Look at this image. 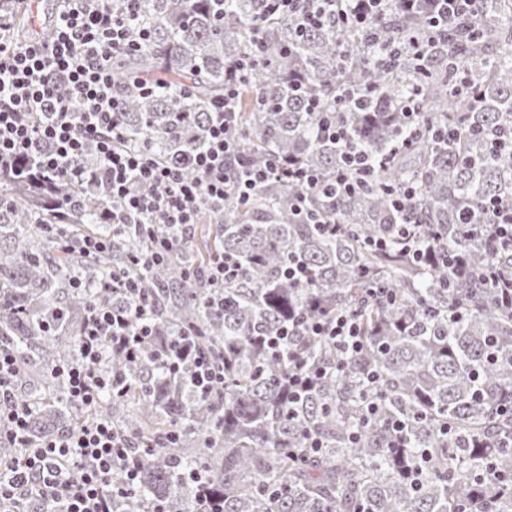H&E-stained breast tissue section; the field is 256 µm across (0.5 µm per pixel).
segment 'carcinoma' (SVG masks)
Wrapping results in <instances>:
<instances>
[{
	"instance_id": "1",
	"label": "carcinoma",
	"mask_w": 512,
	"mask_h": 512,
	"mask_svg": "<svg viewBox=\"0 0 512 512\" xmlns=\"http://www.w3.org/2000/svg\"><path fill=\"white\" fill-rule=\"evenodd\" d=\"M428 2L381 17L379 40L424 35ZM476 12L423 70L404 56L386 68L369 64L363 35L334 20L306 30L287 13L266 21V0H145L150 46L125 58L117 77L129 145L162 159L200 146L225 69L246 53L255 63L235 117L243 161L299 162L330 182L343 149L323 137L320 120H339L370 152L387 153L404 131L397 105L413 84L418 131L332 212L309 198L307 208L343 226L337 235L298 210L301 188L272 180L247 202L226 200L190 243L175 241L166 260L144 268L130 259L147 241L112 226L98 194L57 178L0 176V343L19 358L17 386L38 401L31 441L91 417L50 369L74 355L89 305L123 303L95 284L131 268L159 336L134 359L112 353V369L129 384L127 394L106 397L112 422L147 444L115 512H203L192 470L209 478L224 512H512V310L480 279L491 262L512 268V254L494 251L485 227L490 202L512 206V161L492 143L494 130L512 129V20L498 0H476ZM146 77L158 81L149 95L135 86ZM346 88L373 90L366 111L335 109ZM445 121L459 132L439 143L430 128ZM407 181L419 239L462 257L469 278L455 280L436 260L415 264L394 244L367 246L393 238L400 219L387 189ZM463 211L471 223L459 220ZM95 234L111 238L108 252L74 248ZM217 252L233 256L240 275L209 288L204 271ZM290 262L308 267L312 281L283 277ZM341 311L358 315V353L301 326ZM285 327L293 355L327 371L292 408L280 386L288 359L259 345ZM175 335L224 366V393L205 401L161 366L160 344ZM312 438L322 442L317 453Z\"/></svg>"
}]
</instances>
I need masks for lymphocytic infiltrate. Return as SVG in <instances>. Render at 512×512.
<instances>
[{"mask_svg": "<svg viewBox=\"0 0 512 512\" xmlns=\"http://www.w3.org/2000/svg\"><path fill=\"white\" fill-rule=\"evenodd\" d=\"M393 2L409 13L417 0H269L268 12L292 14L306 28L332 18L337 26L362 30L373 44L375 21ZM430 4L432 29L426 38L393 39L378 64L408 54L426 65L449 28L473 15L475 0H430ZM141 11L142 0H121L117 6L112 0H59L50 32L34 28L18 42L12 37V11L0 8V175L24 171L50 180L64 176L82 186L102 188L112 202L113 225H132L150 242L146 256H134V264L164 259L172 248L164 229L191 230L204 209L221 211L232 196L249 200L269 180L317 192L332 204L369 185L376 168L387 164V157L373 155L341 128L334 135L345 152L333 183H323L315 171L296 163L239 162L230 119L248 74L244 57L226 68L224 94L210 104L211 123L202 148L159 160L144 149L124 146L114 63L148 47L150 33L140 22ZM61 85L68 89V97L58 95ZM90 144L101 160L91 172L77 164ZM188 167L193 177L185 176ZM388 194L403 217L396 230L398 242L407 256L421 260L428 251L417 239L411 209L415 189L404 184ZM101 286L123 297L124 306L90 307L76 357L53 369L66 378L70 398L86 407L96 404L102 391L126 389L123 374L107 366L110 353L136 355L154 335L152 304L136 275L115 272ZM306 330L347 353L358 352L362 345L361 325L348 311L312 319ZM159 359L175 372L181 361H189L201 398L224 386L223 370L185 340L163 345ZM18 373L14 352L0 345V440L27 451L23 458L0 463V512H23L48 502L55 504V512H112L113 495L137 476V459L125 435L110 416L102 414L31 446L28 428L34 404L19 396Z\"/></svg>", "mask_w": 512, "mask_h": 512, "instance_id": "f902f5d3", "label": "lymphocytic infiltrate"}]
</instances>
